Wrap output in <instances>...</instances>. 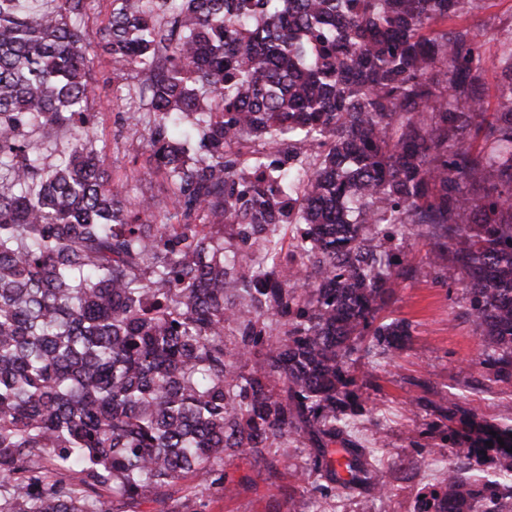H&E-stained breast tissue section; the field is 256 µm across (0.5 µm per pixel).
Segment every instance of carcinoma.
<instances>
[{
    "instance_id": "1",
    "label": "carcinoma",
    "mask_w": 512,
    "mask_h": 512,
    "mask_svg": "<svg viewBox=\"0 0 512 512\" xmlns=\"http://www.w3.org/2000/svg\"><path fill=\"white\" fill-rule=\"evenodd\" d=\"M36 2L0 0V512H182L180 482L302 435L322 490L378 489L352 355L410 336L379 320L410 224L512 387V27L490 114L478 0H110L161 215L101 167L89 0ZM431 408L457 462L415 512H512V425Z\"/></svg>"
}]
</instances>
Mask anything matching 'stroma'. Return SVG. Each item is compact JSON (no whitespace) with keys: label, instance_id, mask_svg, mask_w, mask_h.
<instances>
[{"label":"stroma","instance_id":"35a3bbf8","mask_svg":"<svg viewBox=\"0 0 512 512\" xmlns=\"http://www.w3.org/2000/svg\"><path fill=\"white\" fill-rule=\"evenodd\" d=\"M464 21L484 43L488 103L496 105L497 39L512 25V0H482ZM93 74L95 130L104 169L113 178L128 177L130 197L164 199L147 156L133 163L124 155L121 118L130 105L112 101V67L106 56L94 55ZM401 249L414 273L397 282L379 317L408 321L411 338L395 357L373 354L354 364L355 392L364 413L353 434L377 460V481L386 493L321 492L314 449L293 441L269 449L262 460L247 454L225 459L224 477L233 492L227 496L203 490L207 512H414L418 492L437 482L448 459L441 420L417 409L414 399L436 392L465 401L488 421L512 423V393L490 381L481 365L486 347L468 315L464 288L435 280L428 260L431 243L421 227L407 230ZM379 431L385 435L380 443L374 440Z\"/></svg>","mask_w":512,"mask_h":512}]
</instances>
